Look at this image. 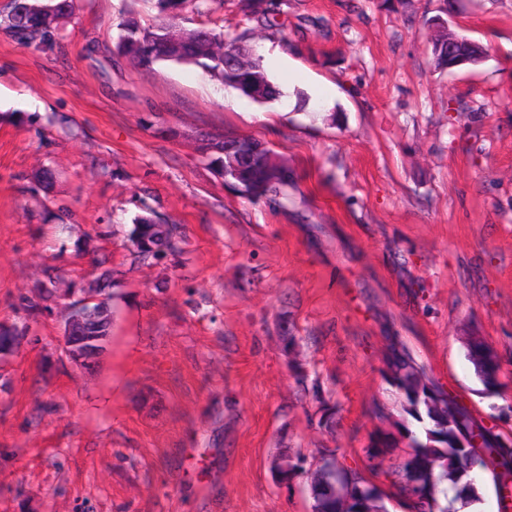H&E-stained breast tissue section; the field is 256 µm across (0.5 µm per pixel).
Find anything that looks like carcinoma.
I'll list each match as a JSON object with an SVG mask.
<instances>
[{"mask_svg": "<svg viewBox=\"0 0 512 512\" xmlns=\"http://www.w3.org/2000/svg\"><path fill=\"white\" fill-rule=\"evenodd\" d=\"M15 7L0 15V30L20 41L31 44L52 45L56 43V32L61 20L69 17L74 9V0H56L58 14L46 23L38 17L28 16L26 0H13ZM159 12L168 21L155 25L140 26L134 22L121 24L122 33L116 44L117 56L129 60L142 69H151L161 62L191 64L202 68L206 73L222 83L235 88L255 102L263 103L273 97L274 87L270 84L262 55L255 56L250 63L239 68H226L224 56L217 54L215 46L235 47L242 52L248 47L240 44L238 37L224 41V32L214 29H193L188 40L180 43L172 41L170 31L172 20L177 15L168 12L164 0H156ZM244 10L249 19L260 25L269 23V14L274 11L271 0H243ZM475 53L470 38L462 35L457 44L432 46L435 66L439 69L455 71L454 64L461 55ZM224 145L226 141H213L205 147L204 155L214 169L224 166ZM230 186L241 188L253 201L273 200L288 186V166L271 152L259 151L249 160V168L242 178L233 180ZM178 226H169L161 221L155 212L144 207V214L135 219L130 239L136 248V258L145 261L150 258V249L141 245V240L168 241L170 251L178 250V243L171 242L172 233ZM468 360L474 366L482 389L488 396L501 393L505 386L499 364L481 351L477 342L466 349ZM385 378L403 399V412L407 422L396 421L398 432L378 433L374 445L366 449V457H386L395 450L404 449V460L397 470H383L381 474L391 479L396 491L401 495H417L431 492L428 504L421 506L420 512H456L458 501L478 499L476 469H501L504 475L512 474V446L501 441L493 428L486 426L484 419L468 415L465 408L454 398H448V432L459 433L463 440L452 439L448 447L438 452V463L432 470L421 464L424 450L417 443L426 441L427 429L431 428L426 396L427 389H419L418 370L404 347L389 338L386 355ZM348 495L355 501L356 512H388L387 498L380 486L367 480L356 468H343L336 464L335 452L321 467V478L312 490L313 512H336L339 497Z\"/></svg>", "mask_w": 512, "mask_h": 512, "instance_id": "cac0c4a2", "label": "carcinoma"}]
</instances>
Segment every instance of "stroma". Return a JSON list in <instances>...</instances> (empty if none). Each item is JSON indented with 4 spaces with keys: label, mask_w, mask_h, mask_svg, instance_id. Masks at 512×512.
<instances>
[{
    "label": "stroma",
    "mask_w": 512,
    "mask_h": 512,
    "mask_svg": "<svg viewBox=\"0 0 512 512\" xmlns=\"http://www.w3.org/2000/svg\"><path fill=\"white\" fill-rule=\"evenodd\" d=\"M240 0L179 24L248 33L276 99L191 65L113 56L155 0H75L59 47L0 32V512H313L285 453L367 468L371 406L402 414L386 338L512 431V0ZM487 50L436 70L429 19ZM252 137L288 165L280 204L227 186L197 136ZM52 169L50 185L34 175ZM185 237L137 264L144 207ZM117 273L97 362L62 352L63 308ZM59 296L43 300L47 274ZM39 303L37 315L25 301ZM511 380L482 397L463 339Z\"/></svg>",
    "instance_id": "obj_1"
}]
</instances>
